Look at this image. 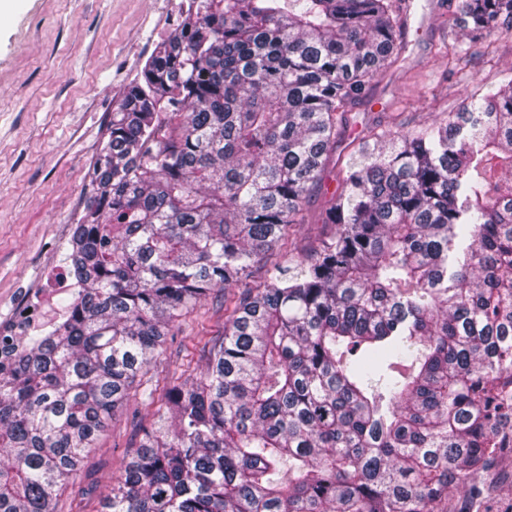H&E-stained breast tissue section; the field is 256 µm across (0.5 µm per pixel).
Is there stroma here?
<instances>
[{
  "label": "stroma",
  "mask_w": 512,
  "mask_h": 512,
  "mask_svg": "<svg viewBox=\"0 0 512 512\" xmlns=\"http://www.w3.org/2000/svg\"><path fill=\"white\" fill-rule=\"evenodd\" d=\"M461 0H414L411 28L392 63L349 109V123L322 186L294 225V257L313 253L335 231L324 223L332 192L367 127L399 114L406 128L458 111L468 94L499 87L512 72V30L467 37ZM189 9V0H0V322L21 294L38 295L60 264L75 206L93 191L90 171L113 111L155 44ZM462 41L470 62L458 69L445 46ZM224 331L217 292L181 316L153 368L177 377L201 365L205 343ZM155 409L129 402L113 416L63 490L57 512H100L104 496L137 449ZM477 500L457 491L448 512H488L512 502V462L495 457Z\"/></svg>",
  "instance_id": "35a3bbf8"
}]
</instances>
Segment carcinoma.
<instances>
[{"label":"carcinoma","mask_w":512,"mask_h":512,"mask_svg":"<svg viewBox=\"0 0 512 512\" xmlns=\"http://www.w3.org/2000/svg\"><path fill=\"white\" fill-rule=\"evenodd\" d=\"M112 113L63 320L0 367V512H57L114 413L144 432L104 512H448L512 431V79L367 131L335 235L275 261L345 108L401 39L395 0H197ZM462 29L512 25L463 0ZM239 288L203 370L148 374L171 324Z\"/></svg>","instance_id":"carcinoma-1"}]
</instances>
